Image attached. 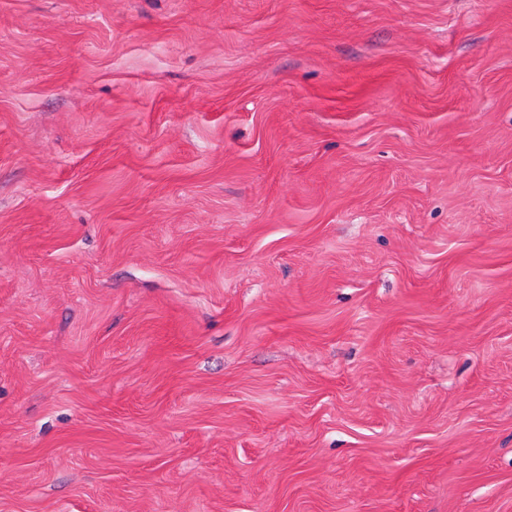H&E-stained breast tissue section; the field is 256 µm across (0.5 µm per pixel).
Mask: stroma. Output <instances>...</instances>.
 <instances>
[{"label":"stroma","instance_id":"obj_1","mask_svg":"<svg viewBox=\"0 0 512 512\" xmlns=\"http://www.w3.org/2000/svg\"><path fill=\"white\" fill-rule=\"evenodd\" d=\"M0 512H512V0H0Z\"/></svg>","mask_w":512,"mask_h":512}]
</instances>
